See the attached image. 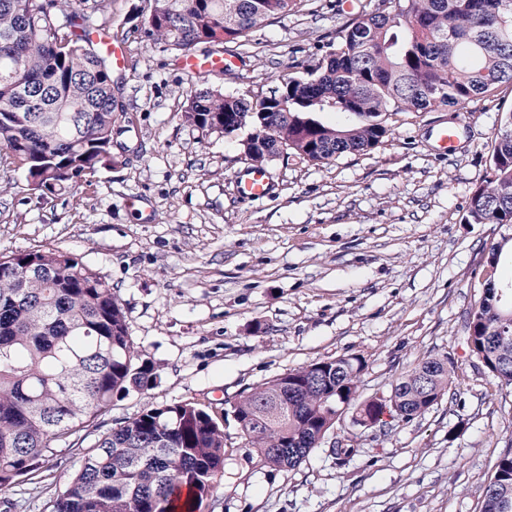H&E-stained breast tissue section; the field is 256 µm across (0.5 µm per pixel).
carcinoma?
<instances>
[{"label":"carcinoma","instance_id":"1","mask_svg":"<svg viewBox=\"0 0 512 512\" xmlns=\"http://www.w3.org/2000/svg\"><path fill=\"white\" fill-rule=\"evenodd\" d=\"M298 0H150L142 32L178 60L202 45L246 43ZM110 0H0V153L40 193H65L112 161V61L89 32H109ZM512 82V0H381L339 31L336 46L297 64L270 95L188 98L183 120L239 139L245 160L265 167L281 154L314 164L375 148L395 112H459ZM39 100L22 107L25 97ZM335 112L345 122L328 124ZM265 127L266 141L240 134ZM469 224L512 229V113L492 140L489 167L472 193ZM512 236L489 244L498 267ZM466 320L470 350L512 386V287L486 277ZM365 364L317 360L252 388L235 415L259 461L293 469L334 428L345 403L355 422L390 411L410 421L453 384L438 358L403 374L387 400H359ZM155 365L139 356L125 312L101 273L71 254L36 247L0 254V499L18 478L58 466L56 447L111 410L114 395L151 389ZM224 429L204 408L151 406L115 423L86 449L52 512H197L224 471ZM479 512H512V454L500 456Z\"/></svg>","mask_w":512,"mask_h":512}]
</instances>
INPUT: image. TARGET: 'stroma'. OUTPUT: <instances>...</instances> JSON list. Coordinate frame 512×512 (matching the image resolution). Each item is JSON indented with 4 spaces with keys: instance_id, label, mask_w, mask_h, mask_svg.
Listing matches in <instances>:
<instances>
[{
    "instance_id": "obj_1",
    "label": "stroma",
    "mask_w": 512,
    "mask_h": 512,
    "mask_svg": "<svg viewBox=\"0 0 512 512\" xmlns=\"http://www.w3.org/2000/svg\"><path fill=\"white\" fill-rule=\"evenodd\" d=\"M378 0H305L239 47L232 74L203 80L139 31L149 0H111L113 68L132 124L111 163L65 194L29 191L0 162V253L59 248L103 274L129 334L158 371L155 386L114 399L78 443L59 444L52 476L24 478L0 512H51L85 448L149 406L200 404L224 425L226 456L201 512H478L497 458L512 452V387L467 344L466 317L482 290L473 277L492 224L464 217L491 140L512 112V85L444 112L391 116L376 148L316 165L269 162L274 190L245 200L233 178L237 140L201 132L182 113L191 91L265 94L300 62L325 55L338 31ZM449 124L455 145L440 152ZM366 364L361 399L388 397L426 357L447 359L454 383L424 414L364 427L343 415L298 467L272 469L235 418L240 395L318 359ZM353 446L336 459L337 442Z\"/></svg>"
}]
</instances>
